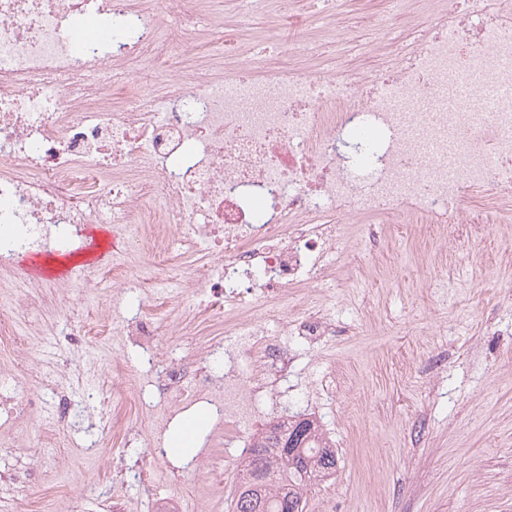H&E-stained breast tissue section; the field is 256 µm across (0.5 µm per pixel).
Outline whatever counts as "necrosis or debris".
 Returning <instances> with one entry per match:
<instances>
[{
    "mask_svg": "<svg viewBox=\"0 0 512 512\" xmlns=\"http://www.w3.org/2000/svg\"><path fill=\"white\" fill-rule=\"evenodd\" d=\"M199 3L0 0V265L98 223L154 253L206 252L192 278L173 265L165 281L240 336L229 368L173 363L150 392L122 391L137 416L117 424L160 431L169 406L200 400L229 444L292 367L267 324L335 335L301 290L332 277L350 225L378 243L388 224L512 223V0H400L363 15L377 41L362 62L309 70L303 25L284 47L268 32L275 50L249 61L215 13L218 51L165 66ZM411 26L413 42L390 38ZM67 300L0 285V333ZM112 333L151 356L160 326L136 316Z\"/></svg>",
    "mask_w": 512,
    "mask_h": 512,
    "instance_id": "necrosis-or-debris-1",
    "label": "necrosis or debris"
}]
</instances>
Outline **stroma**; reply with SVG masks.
I'll list each match as a JSON object with an SVG mask.
<instances>
[{
    "instance_id": "1",
    "label": "stroma",
    "mask_w": 512,
    "mask_h": 512,
    "mask_svg": "<svg viewBox=\"0 0 512 512\" xmlns=\"http://www.w3.org/2000/svg\"><path fill=\"white\" fill-rule=\"evenodd\" d=\"M395 7V0L345 5L355 25L365 10ZM328 9L327 0H314L304 13L317 52L302 66L360 58L373 39L356 25L351 42L333 44ZM214 11L224 15L226 37L248 52L262 50L269 29L290 37L279 8L245 23L237 0H210L183 21L192 35L189 52L208 48ZM104 249L117 255L127 245L111 225L88 224L59 252ZM335 268L337 285L322 281L304 290L331 310L335 335L315 343L289 337L296 361L288 395L268 400L254 428L259 434L296 414L318 421L338 465L307 492L305 512H512V224H455L431 248L417 241L414 225L393 224L380 251L358 225L337 246ZM192 298L189 288L147 301L130 290L117 310L174 323ZM79 325L60 310L35 312L18 331L37 334V343L0 344V391H11L18 369L31 366L43 400L54 402L56 389L71 388L84 419L60 447L45 411L0 430V478L13 482L10 494H0V512H106L116 489L128 512H217L231 501L237 464L209 439L191 462L168 463L159 479L148 441L104 431L114 388L129 380L151 386L170 354L187 353L223 376V354L208 349L214 328L203 329L187 350L164 332L151 365L135 346L117 353L95 344L78 353L50 348L56 334Z\"/></svg>"
}]
</instances>
